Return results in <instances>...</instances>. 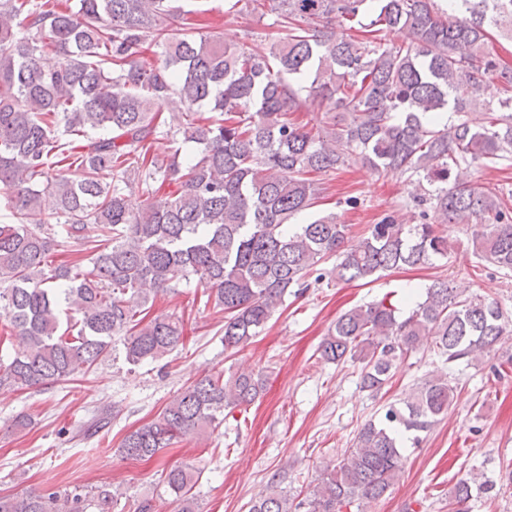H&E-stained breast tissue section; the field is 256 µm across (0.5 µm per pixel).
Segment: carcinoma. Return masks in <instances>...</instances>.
I'll use <instances>...</instances> for the list:
<instances>
[{"instance_id":"obj_1","label":"carcinoma","mask_w":512,"mask_h":512,"mask_svg":"<svg viewBox=\"0 0 512 512\" xmlns=\"http://www.w3.org/2000/svg\"><path fill=\"white\" fill-rule=\"evenodd\" d=\"M274 17L279 41L262 51L258 33L228 44L197 32L182 0H0V310L21 346L0 362V385L67 381L108 360H160L183 344L177 317L150 315L155 295L195 277L205 304L224 312V349L238 351L307 278L363 282L385 271L448 258L450 224H477L474 254L512 272V209L498 184L451 177L461 166H496L512 154V62L493 36L512 41V0H246ZM397 29L405 40L382 46ZM153 62L145 55L152 48ZM503 97H484L486 80ZM315 99L325 121L308 129L294 114ZM176 108L186 122L161 119ZM483 109L485 121L468 118ZM167 154L154 153L160 139ZM199 152L181 156L180 144ZM360 162L426 182L422 222L393 214L355 246L348 225L315 207L322 181ZM145 197L137 210L125 192ZM56 225L43 219L44 195ZM64 243L89 268L50 256ZM333 259L331 268L320 265ZM509 313L495 299L446 280L400 310L387 298L341 314L318 352L361 364L360 387L376 395L425 336L445 360L494 351ZM261 370L223 371L185 386L152 422L129 432L120 451L149 460L174 440L216 429L221 416L264 391ZM448 378L426 381L405 402L364 424L356 446L326 467L305 496L278 484L249 512H343L380 499L402 469L399 433L430 430L453 406ZM200 472L175 466L165 487L178 512H198ZM512 469L461 480L448 512ZM81 498L50 488L0 496V512H82Z\"/></svg>"}]
</instances>
